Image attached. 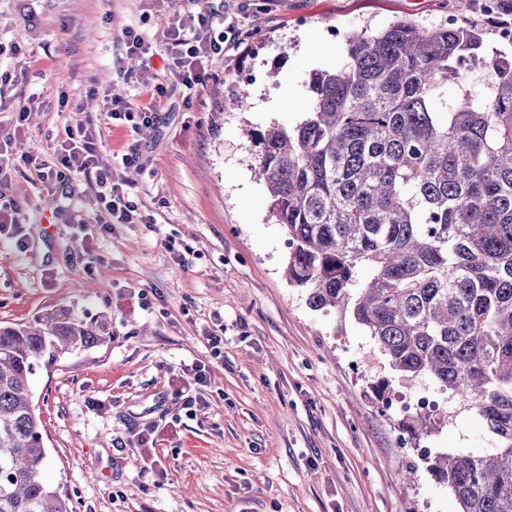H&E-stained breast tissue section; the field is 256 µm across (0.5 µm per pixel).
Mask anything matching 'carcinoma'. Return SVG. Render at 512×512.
Masks as SVG:
<instances>
[{
  "instance_id": "cac0c4a2",
  "label": "carcinoma",
  "mask_w": 512,
  "mask_h": 512,
  "mask_svg": "<svg viewBox=\"0 0 512 512\" xmlns=\"http://www.w3.org/2000/svg\"><path fill=\"white\" fill-rule=\"evenodd\" d=\"M485 35L410 20L349 34L347 61L309 74L304 119L257 134L254 174L308 306L349 316L401 377L476 411L491 448L425 455L459 512H512V53L488 54ZM463 59L493 69L486 95L437 108ZM111 336L65 307L0 323V512H73L44 477L30 382ZM409 429L433 423L419 414Z\"/></svg>"
}]
</instances>
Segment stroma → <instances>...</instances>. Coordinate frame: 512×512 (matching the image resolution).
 Here are the masks:
<instances>
[{
    "label": "stroma",
    "mask_w": 512,
    "mask_h": 512,
    "mask_svg": "<svg viewBox=\"0 0 512 512\" xmlns=\"http://www.w3.org/2000/svg\"><path fill=\"white\" fill-rule=\"evenodd\" d=\"M205 7L224 52L209 60L207 84L189 89L163 68V34ZM455 9V0H0V43L21 48L0 56V131L12 129L15 105L37 103L0 187L27 241L21 252L0 238V321L65 306L106 316L112 330L32 380L45 479L76 512H458L420 456L400 448L401 420L383 412L375 385L387 381L392 396L429 389L444 421L420 448H489L479 417L452 407L432 378L401 380L358 325L310 309L288 283L286 236L254 175L250 137L302 119L309 73L344 63L345 35L399 19L437 26ZM129 27L155 52L145 86L129 80ZM109 88L153 106L150 136L109 121ZM243 89L252 103L242 107ZM284 99L289 110L268 111ZM90 122L105 143L99 164L127 180L139 223L91 226L94 180L75 173L49 191L22 162L52 163L56 141ZM133 140L142 165L131 170L121 157ZM217 331L216 355L206 336ZM197 364L208 384L190 417L175 392ZM146 423L154 432L142 446Z\"/></svg>",
    "instance_id": "35a3bbf8"
}]
</instances>
